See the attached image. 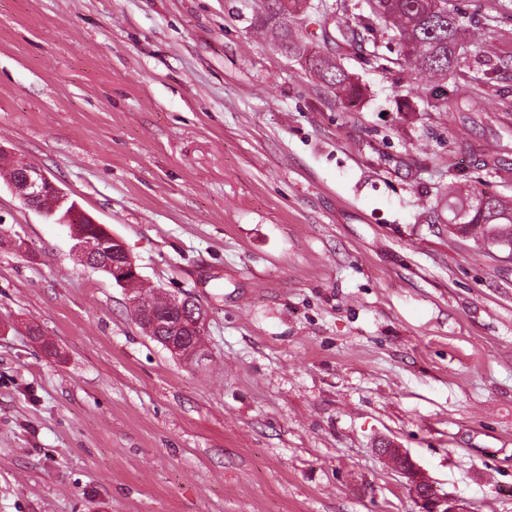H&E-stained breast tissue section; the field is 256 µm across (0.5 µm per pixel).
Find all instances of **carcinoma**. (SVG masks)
<instances>
[{
    "mask_svg": "<svg viewBox=\"0 0 512 512\" xmlns=\"http://www.w3.org/2000/svg\"><path fill=\"white\" fill-rule=\"evenodd\" d=\"M309 0H264V10L257 17L258 27L279 42L278 48L304 58L309 75L332 87L350 100L358 99L362 90L352 75L326 55L309 54L305 46L292 40L282 21L301 12ZM367 13L358 15V25L374 32V23H382L393 32L396 58L374 53L368 63L378 68L396 63L426 74L432 82L427 106L437 112H481L485 87L494 80L495 71L485 70L471 76L461 70L462 60L470 53L463 37V26L451 0H365ZM463 48H458V45ZM453 224L467 235L487 245L494 244L493 231L512 248V203L496 195L483 193L454 198ZM133 296L148 301L159 310L166 309L167 298L135 281L129 285Z\"/></svg>",
    "mask_w": 512,
    "mask_h": 512,
    "instance_id": "carcinoma-1",
    "label": "carcinoma"
}]
</instances>
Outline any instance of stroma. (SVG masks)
<instances>
[{"instance_id":"1","label":"stroma","mask_w":512,"mask_h":512,"mask_svg":"<svg viewBox=\"0 0 512 512\" xmlns=\"http://www.w3.org/2000/svg\"><path fill=\"white\" fill-rule=\"evenodd\" d=\"M455 5L510 62L466 125L347 40L362 0L296 27L353 101L261 0H0V148L206 313L176 358L0 178V512H418L386 440L512 512V252L448 225L450 185L512 197V0ZM264 10L257 17L258 27L275 40L276 45L281 51L297 54L304 58L306 70L309 75L319 80L323 84L332 87L342 93L350 100L358 99L362 95V90L355 82L352 75L343 69L336 61L329 56L318 54H307V50L302 43L292 40L288 27L277 23L284 20H291L295 14L301 12L309 2L308 8L313 9L311 0H264Z\"/></svg>"}]
</instances>
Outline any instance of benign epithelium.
<instances>
[{
    "label": "benign epithelium",
    "mask_w": 512,
    "mask_h": 512,
    "mask_svg": "<svg viewBox=\"0 0 512 512\" xmlns=\"http://www.w3.org/2000/svg\"><path fill=\"white\" fill-rule=\"evenodd\" d=\"M13 194L36 211L47 214L43 207H35L34 202L52 198L61 205L69 201L68 195L42 169L29 164L20 166V173L10 183ZM0 239L19 253L29 249L26 239L7 229L0 231ZM74 250L84 265L105 263L110 278L118 286L140 277L138 267L128 253L125 243L108 231L95 237L84 236L77 239ZM379 456L387 460L406 479L410 497L419 507V512H468L459 500L440 493L436 486L424 476L410 454L395 445H382L376 449Z\"/></svg>",
    "instance_id": "1"
}]
</instances>
